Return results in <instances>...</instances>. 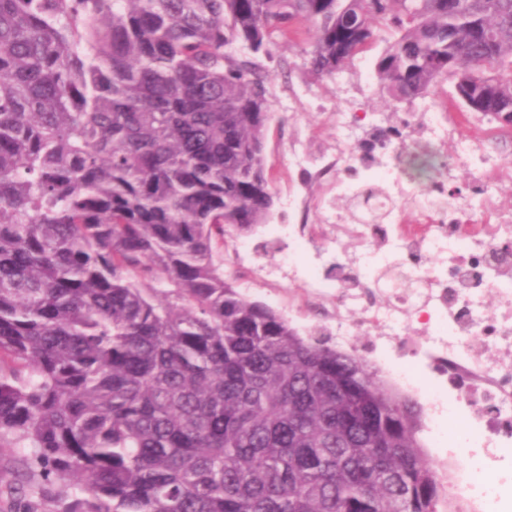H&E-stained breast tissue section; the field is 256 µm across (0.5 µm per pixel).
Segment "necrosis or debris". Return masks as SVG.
<instances>
[{
    "instance_id": "4bbe7bcc",
    "label": "necrosis or debris",
    "mask_w": 512,
    "mask_h": 512,
    "mask_svg": "<svg viewBox=\"0 0 512 512\" xmlns=\"http://www.w3.org/2000/svg\"><path fill=\"white\" fill-rule=\"evenodd\" d=\"M333 144L293 148L288 168L322 200L288 196L268 227L287 242L268 267L253 245L224 238L238 288H295L288 314H316L305 329L348 348L365 328L386 384L423 401L428 441L448 479L446 512H512V130L480 112L427 97L410 111H362L374 92L366 64L339 80ZM427 145L441 173L423 185L404 172ZM470 180L457 193L459 172Z\"/></svg>"
}]
</instances>
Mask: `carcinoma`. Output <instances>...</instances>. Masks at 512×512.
Segmentation results:
<instances>
[{
    "label": "carcinoma",
    "instance_id": "carcinoma-1",
    "mask_svg": "<svg viewBox=\"0 0 512 512\" xmlns=\"http://www.w3.org/2000/svg\"><path fill=\"white\" fill-rule=\"evenodd\" d=\"M375 64L512 128V0H0V448L58 512H437L422 408L224 279L270 74ZM427 183L439 155L406 157Z\"/></svg>",
    "mask_w": 512,
    "mask_h": 512
}]
</instances>
